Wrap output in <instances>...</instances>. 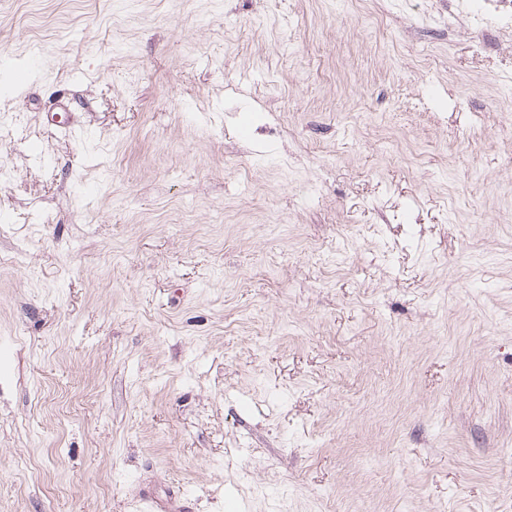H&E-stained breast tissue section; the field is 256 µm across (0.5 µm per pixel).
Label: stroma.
I'll use <instances>...</instances> for the list:
<instances>
[{
  "mask_svg": "<svg viewBox=\"0 0 512 512\" xmlns=\"http://www.w3.org/2000/svg\"><path fill=\"white\" fill-rule=\"evenodd\" d=\"M512 512L498 0H0V512Z\"/></svg>",
  "mask_w": 512,
  "mask_h": 512,
  "instance_id": "1",
  "label": "stroma"
}]
</instances>
